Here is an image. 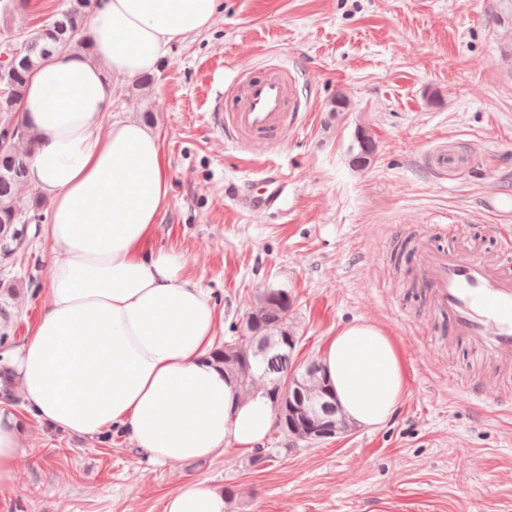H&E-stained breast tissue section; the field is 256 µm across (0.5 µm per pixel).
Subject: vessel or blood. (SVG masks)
<instances>
[{
    "instance_id": "b4317fda",
    "label": "vessel or blood",
    "mask_w": 512,
    "mask_h": 512,
    "mask_svg": "<svg viewBox=\"0 0 512 512\" xmlns=\"http://www.w3.org/2000/svg\"><path fill=\"white\" fill-rule=\"evenodd\" d=\"M293 88L285 70L271 66L238 82L231 105L216 103L213 124L231 139L273 140L288 121ZM260 190L250 196L255 211L283 209L288 182L281 173L267 170ZM495 257L417 245L420 273L433 307L446 313L455 335L466 338L488 358L512 364V234L497 239Z\"/></svg>"
}]
</instances>
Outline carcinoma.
Wrapping results in <instances>:
<instances>
[{"label":"carcinoma","mask_w":512,"mask_h":512,"mask_svg":"<svg viewBox=\"0 0 512 512\" xmlns=\"http://www.w3.org/2000/svg\"><path fill=\"white\" fill-rule=\"evenodd\" d=\"M69 6L54 19L32 33L16 54L0 64V132L14 133L13 140L26 139L32 147L38 141L34 133L19 119V106L32 75L54 54L80 48L91 51L93 44L83 34L91 0H68ZM30 154L15 149V144L0 151V258L10 261L22 245L27 223L23 216L40 218L46 207L42 198L23 199L18 188L24 184ZM274 300L269 292L259 298L251 311L254 318L248 337L234 340V349L219 347L210 353L214 364L235 382L246 395L262 389L265 393L283 387L296 373L294 354L280 346L283 332L289 328L291 303ZM302 391L310 415L330 422L336 430L345 431L349 422L328 402L326 387L319 373L311 370L302 377Z\"/></svg>","instance_id":"obj_1"}]
</instances>
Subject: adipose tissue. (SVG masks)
Here are the masks:
<instances>
[{
	"mask_svg": "<svg viewBox=\"0 0 512 512\" xmlns=\"http://www.w3.org/2000/svg\"><path fill=\"white\" fill-rule=\"evenodd\" d=\"M217 0H104L89 24L93 55L65 50L33 75L20 106L39 146L27 184L47 199L49 302L11 365L36 416L89 438L117 430L143 456L172 463L256 448L274 420L211 364L224 320L184 255L155 247L169 199L157 135L105 123L114 80L156 69L172 44L207 30ZM346 416L387 422L404 399L406 365L381 326L349 324L321 358ZM25 450L0 408V497L13 495ZM222 492L189 478L163 512H224Z\"/></svg>",
	"mask_w": 512,
	"mask_h": 512,
	"instance_id": "ef3b65f1",
	"label": "adipose tissue"
}]
</instances>
